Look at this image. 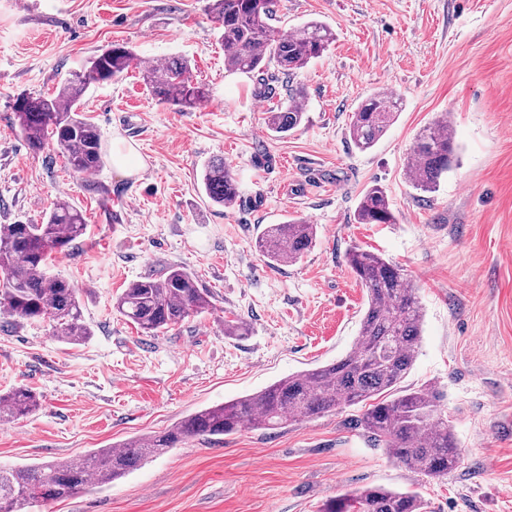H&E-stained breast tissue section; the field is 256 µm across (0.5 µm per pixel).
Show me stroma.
Wrapping results in <instances>:
<instances>
[{"label":"stroma","instance_id":"1","mask_svg":"<svg viewBox=\"0 0 512 512\" xmlns=\"http://www.w3.org/2000/svg\"><path fill=\"white\" fill-rule=\"evenodd\" d=\"M207 0H0V224H39L58 199L87 231L51 274L78 291L89 337L66 344L43 320L0 314V394L34 390L29 415L0 421V464L73 458L159 434L206 407L336 361L353 347L366 293L350 247L399 266L424 310L401 382L436 392L461 450L429 479L355 429L362 406L277 430L194 437L124 478L28 512H320L367 485L419 495L423 512H512V0H276L278 30L319 20L335 35L299 70V127L270 132L288 90L224 68ZM120 43L139 59L186 60L208 98L181 111L148 92L138 70L92 88L80 110L102 165L73 172L55 145L32 151L13 123L21 93L53 95L90 57ZM402 97L371 149L351 145L357 105ZM450 115L456 161L435 191L407 177L409 149ZM134 143L139 176L112 166V142ZM224 160L241 186L219 207L200 173ZM382 186L397 221L359 224L363 193ZM316 227L298 262L267 264L269 224ZM179 265L208 288L214 312L155 336L113 307L130 283ZM238 316L248 335L224 334Z\"/></svg>","mask_w":512,"mask_h":512}]
</instances>
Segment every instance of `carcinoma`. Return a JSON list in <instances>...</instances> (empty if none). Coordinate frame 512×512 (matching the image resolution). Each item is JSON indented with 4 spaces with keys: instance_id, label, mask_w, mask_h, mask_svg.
I'll list each match as a JSON object with an SVG mask.
<instances>
[{
    "instance_id": "obj_1",
    "label": "carcinoma",
    "mask_w": 512,
    "mask_h": 512,
    "mask_svg": "<svg viewBox=\"0 0 512 512\" xmlns=\"http://www.w3.org/2000/svg\"><path fill=\"white\" fill-rule=\"evenodd\" d=\"M207 11L220 31L227 70L252 74L263 86L272 66L288 77L291 104L267 113V129L286 133L297 128L304 105L302 91L293 88V80L334 41L331 29L322 22L308 21L293 32H278L272 25L275 0H208ZM136 64L135 52L117 43L73 73L56 96L17 95L12 111L28 146L39 151L53 139L73 171L87 174L97 169L102 161L100 137L95 125L78 113V104L91 87L100 84V77L115 79ZM141 72L149 91L163 103L194 108L208 96L204 85L190 79L182 59L167 58ZM401 105L400 98L383 94L364 99L349 127L354 146L362 151L372 148L395 122ZM454 152V132L446 115L423 129L413 144V187L434 191L451 168ZM201 184L207 198L218 206L232 205L240 194L238 181L222 160L204 167ZM357 220L361 224L396 223L382 187L375 185L364 193ZM86 227L83 213L66 199L56 202L42 224H0V308L6 314L21 320L48 318L52 336L66 343L79 344L90 336L76 289L46 272L52 257L72 248ZM315 237L312 224H268L257 237L256 247L271 265L295 263L311 249ZM347 263L367 294L353 351L325 366L291 374L256 395L195 412L161 434L135 438L119 448H98L79 458L38 465L0 467V512H25L33 504L71 497L93 479L110 483L193 437L230 435L245 426L275 430L361 402L368 407L356 426L374 445L427 478L447 475L460 463V452L439 396L413 389L389 400L381 398L397 390L420 343L423 312L415 288L402 269L370 251L352 248ZM114 309L141 332L154 336L213 310V305L210 292L193 273L169 267L131 283L117 296ZM248 332L242 318L224 319V335ZM37 405L33 391L16 387L0 396V418L24 417ZM422 509L415 493L367 486L328 500L322 512Z\"/></svg>"
}]
</instances>
